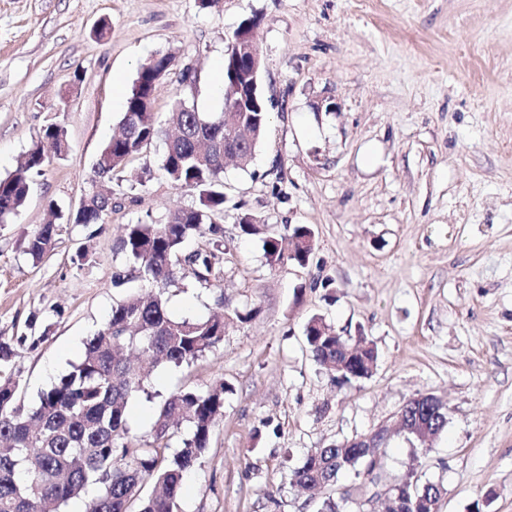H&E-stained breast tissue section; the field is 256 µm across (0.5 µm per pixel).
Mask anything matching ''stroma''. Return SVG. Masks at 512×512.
Segmentation results:
<instances>
[{"label": "stroma", "mask_w": 512, "mask_h": 512, "mask_svg": "<svg viewBox=\"0 0 512 512\" xmlns=\"http://www.w3.org/2000/svg\"><path fill=\"white\" fill-rule=\"evenodd\" d=\"M263 70L269 122L246 169L227 164L212 285L177 275L171 317L249 313L192 363L156 368L129 403L149 435L171 392L225 383L224 412L187 475L178 512H318L291 483L315 448L393 424L433 394L448 423L429 451L391 434L388 477L415 469L442 489L438 512H512V0H0V175L15 171L47 125L69 150L32 175L27 201L0 224V343L14 355L18 402L31 407L83 353L113 305L150 285L120 250L126 225L197 206L172 186L156 139L114 186L103 223L58 227L40 263L28 238L48 205L77 208L139 67L173 54L154 108L166 118L191 63L199 111L222 106L212 74L246 18ZM149 170L137 203L131 179ZM269 233L305 225L306 265L272 266L243 213ZM321 317L377 349L370 378L339 383L319 370L305 327ZM342 473L340 512H385Z\"/></svg>", "instance_id": "obj_1"}]
</instances>
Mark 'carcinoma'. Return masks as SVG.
<instances>
[{"label": "carcinoma", "instance_id": "cac0c4a2", "mask_svg": "<svg viewBox=\"0 0 512 512\" xmlns=\"http://www.w3.org/2000/svg\"><path fill=\"white\" fill-rule=\"evenodd\" d=\"M240 30H235L224 55L223 78H228L235 57L241 52ZM174 63L168 54L141 65L117 124V131L104 144L92 165L90 186L120 179L127 165L162 133L154 112L157 88ZM249 112H201L184 93L174 99L170 122L172 137L161 159V168L179 189L196 191L195 208L176 209L160 220L128 224L120 250L134 261L142 281L160 288L175 277L176 266L190 268L201 285L211 283L220 257L209 250L179 255L184 241L208 226L221 232L216 216L224 212V138L249 122L250 139L238 162L246 168L262 140L269 112L255 85L252 69L240 68ZM68 148L67 130L50 125L40 132L23 163L13 173L0 176V224H7L23 207L32 174L40 173L53 158ZM88 203L56 218L68 224H99L112 211V191H87ZM246 235L262 233L263 224L251 213L240 218ZM57 225L43 224L27 241L25 253L41 262L56 243ZM314 238L311 228L296 225L278 236H268L264 245L267 261L305 262L308 255L288 254V238ZM228 317L175 319L159 292L148 298L129 296L116 303L101 328L89 336L81 359L44 391L39 402L26 409L16 403L18 381L0 377V512H45L58 510L72 499L84 498L86 512H130L141 502L140 512H175L186 473L207 447L212 425L224 409V384L207 392L179 391L159 405L153 434L136 438L129 434L127 415L132 397L145 391L144 365L189 364L224 340ZM305 334L315 364L338 382L350 383L371 376L361 369L357 356L348 355L350 345L319 317L310 319ZM188 427L182 447L168 454L169 430ZM292 474L293 484L309 492L332 485L341 471H355L365 459L356 448L334 445L317 448ZM153 480L155 492L142 496L144 483ZM398 493L405 506L400 512H435L441 488L421 484L415 471L399 481Z\"/></svg>", "mask_w": 512, "mask_h": 512}]
</instances>
